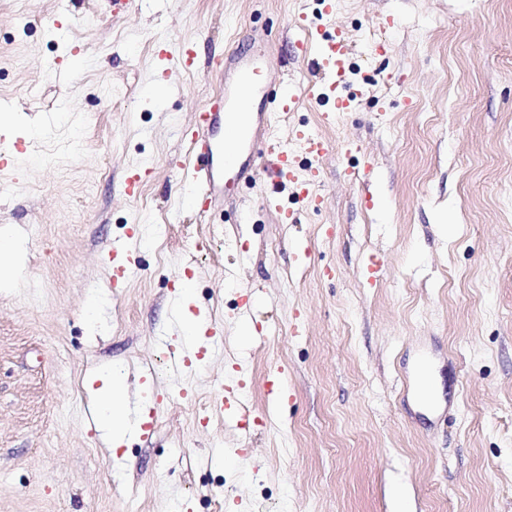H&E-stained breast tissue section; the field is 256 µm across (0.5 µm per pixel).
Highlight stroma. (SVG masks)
Masks as SVG:
<instances>
[{
  "mask_svg": "<svg viewBox=\"0 0 512 512\" xmlns=\"http://www.w3.org/2000/svg\"><path fill=\"white\" fill-rule=\"evenodd\" d=\"M334 3L0 0V103L45 128L0 164L28 248L0 291V512H512V0ZM336 28L347 110L304 94ZM262 50L248 111L294 87L268 135L332 151L306 193L261 160L200 211L187 136ZM186 280L221 335L176 371ZM100 370L137 422L115 448ZM222 386L250 420L205 415Z\"/></svg>",
  "mask_w": 512,
  "mask_h": 512,
  "instance_id": "stroma-1",
  "label": "stroma"
}]
</instances>
